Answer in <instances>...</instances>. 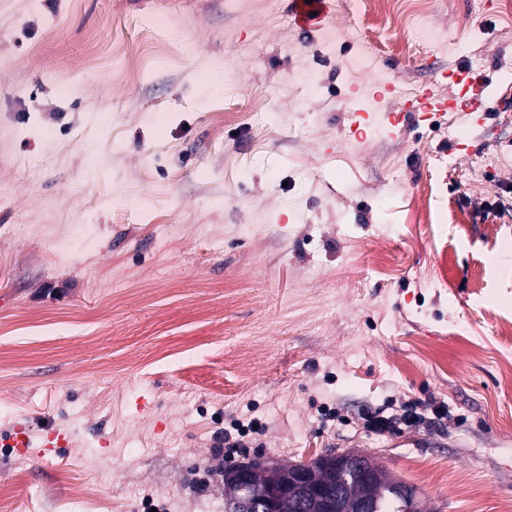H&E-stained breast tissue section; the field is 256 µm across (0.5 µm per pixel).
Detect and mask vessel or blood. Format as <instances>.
<instances>
[{
  "instance_id": "b4317fda",
  "label": "vessel or blood",
  "mask_w": 512,
  "mask_h": 512,
  "mask_svg": "<svg viewBox=\"0 0 512 512\" xmlns=\"http://www.w3.org/2000/svg\"><path fill=\"white\" fill-rule=\"evenodd\" d=\"M484 80L483 74L469 67L448 71L443 89H423L414 99L397 105L387 113V124L391 130L397 131L403 124L402 113L440 115L454 109L466 112L471 118L481 119L490 110L487 99L481 94Z\"/></svg>"
}]
</instances>
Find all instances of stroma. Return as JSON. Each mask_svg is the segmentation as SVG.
Here are the masks:
<instances>
[{"mask_svg":"<svg viewBox=\"0 0 512 512\" xmlns=\"http://www.w3.org/2000/svg\"><path fill=\"white\" fill-rule=\"evenodd\" d=\"M327 6L304 34L290 0H0V512H224L235 462L331 448L425 512H512V123L355 133L347 107L472 58L512 103V10ZM422 10L438 40L413 41ZM410 398L445 426L364 428ZM245 417L265 433L215 457Z\"/></svg>","mask_w":512,"mask_h":512,"instance_id":"1","label":"stroma"}]
</instances>
